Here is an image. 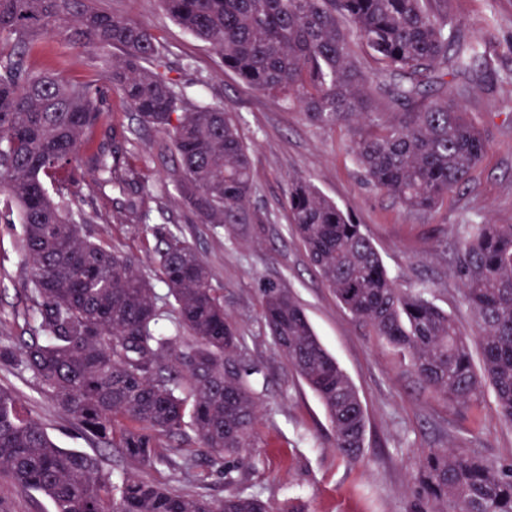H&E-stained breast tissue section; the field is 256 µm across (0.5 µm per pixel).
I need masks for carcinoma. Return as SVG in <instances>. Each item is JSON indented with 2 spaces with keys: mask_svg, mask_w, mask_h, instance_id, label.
Here are the masks:
<instances>
[{
  "mask_svg": "<svg viewBox=\"0 0 512 512\" xmlns=\"http://www.w3.org/2000/svg\"><path fill=\"white\" fill-rule=\"evenodd\" d=\"M179 26L213 48L255 90L293 103L323 126L356 128L375 103L394 108L353 141L359 167L410 211H429L468 183L487 150L479 122L453 99L427 100L422 87L474 70L477 45L464 38L449 0H160ZM57 33L101 63L108 85L66 81L30 68L41 36ZM372 61L367 73L350 44ZM166 48L142 22L97 0H0V195L23 224L32 305L28 338L0 347L68 412L83 434L143 467L170 462L190 472L196 437L224 466L222 499L122 471L59 447L23 415L16 392L0 388V477L49 499L55 512H301L232 490L243 453L259 440V402L243 339L213 273L181 231L157 227L156 294L133 260L92 234L96 206L59 204L72 163L127 196L115 224H144L157 207L136 145L164 135L175 154L174 188L199 224H254L251 154L231 112L166 74ZM136 124L107 120L108 94ZM293 229L338 303L407 358L417 378L448 403L470 407L486 386L512 424V225H468L454 274L479 320L481 363L455 318L426 289L397 287L362 225L310 181L288 188ZM262 317L278 354L326 409L334 446L361 456L366 414L349 376L288 291L265 289ZM179 437L166 448L162 439ZM420 512H512V463L446 448L421 451L415 474Z\"/></svg>",
  "mask_w": 512,
  "mask_h": 512,
  "instance_id": "cac0c4a2",
  "label": "carcinoma"
}]
</instances>
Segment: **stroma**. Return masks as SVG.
Wrapping results in <instances>:
<instances>
[{"instance_id": "obj_1", "label": "stroma", "mask_w": 512, "mask_h": 512, "mask_svg": "<svg viewBox=\"0 0 512 512\" xmlns=\"http://www.w3.org/2000/svg\"><path fill=\"white\" fill-rule=\"evenodd\" d=\"M100 2L151 26L166 46L169 77L203 90L210 103L226 105L250 147L254 191L248 209L260 216V223L226 229L194 223L174 190L177 160L158 155L154 144L159 135L152 132L139 150L145 182L161 213L153 214L148 226L92 227L117 250L142 257L141 269L149 276L154 270L146 255L156 244L152 224L179 227L212 270L214 286L223 289L224 307L245 340L247 356L266 376L258 390L259 441L248 451L239 490L261 494L277 506L295 498L307 512H416L413 472L422 449L448 448L512 461V425L500 419L493 390L485 389L477 405L463 409L421 384L408 359L337 303L292 232L287 202L291 179H309L362 224L400 288L430 289L435 303L457 319L466 336L476 338L477 320L463 301L452 265L467 225H512V0L452 2L466 39L486 51L472 74L471 92L460 103L479 120L488 149L471 181L425 213L405 210L367 180L351 154L355 131L313 124L299 108L249 88L225 68L218 53L175 24L158 0ZM42 44L43 52L30 59L33 69L104 83V71L91 55L65 48L56 35H44ZM271 285L296 297L358 391L367 415L359 462L348 463L338 455L324 406L274 351L261 317L263 290ZM30 286L23 226L0 223V343H17L23 326L18 314L30 304ZM0 385L18 393L28 415L60 447L100 457L107 473L119 464L118 453L86 438L28 372L0 363ZM197 469L206 473V480H189L175 465L142 468L138 474L146 480L174 475L188 492L223 498L224 476L205 453H198Z\"/></svg>"}]
</instances>
